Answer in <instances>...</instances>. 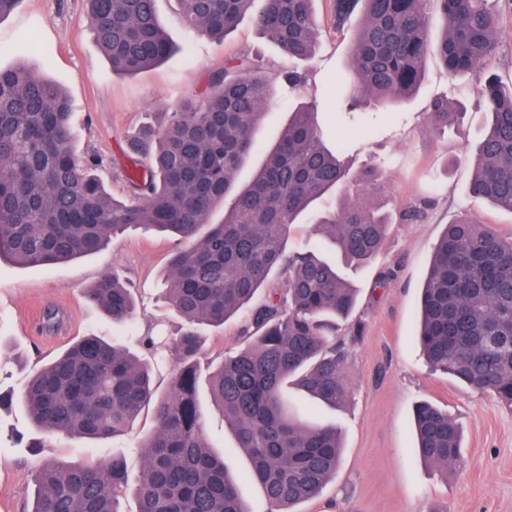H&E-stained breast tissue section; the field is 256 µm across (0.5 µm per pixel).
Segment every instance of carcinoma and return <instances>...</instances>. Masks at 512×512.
<instances>
[{
	"label": "carcinoma",
	"instance_id": "1",
	"mask_svg": "<svg viewBox=\"0 0 512 512\" xmlns=\"http://www.w3.org/2000/svg\"><path fill=\"white\" fill-rule=\"evenodd\" d=\"M188 29L222 41L254 0H179ZM258 33L288 57L316 51L315 0H262ZM100 51L116 73L134 75L159 65L174 45L156 0H86ZM444 31L431 41L432 12ZM512 0H330L328 23L343 29L361 18L351 44L350 77L330 104L337 117L361 104L388 110L418 91L424 62L436 51L451 74L479 72ZM272 84L244 56L229 57L208 74L204 91L173 112L158 113L159 129H144L116 199L96 176L102 159L79 158L67 94L41 70L22 63L0 68V260L47 266L97 254L132 227L172 235L179 247L168 261L165 298L184 321L180 335L135 341L159 359L177 363L168 391L158 392L151 364L128 347L86 336L26 377L25 403L41 437L66 433L93 441L122 435L141 412L154 428L138 445L142 470L130 483L123 454L105 465L36 464L29 512H122L130 495L136 512H249L224 457L206 439L199 401L212 404L247 456L249 478L262 490L265 512H295L336 474L341 443L336 428L311 425L283 398L292 386L329 407L349 399V344L355 321L339 338L338 322L356 308L359 290L346 269H358L382 250L392 224H419L430 208L421 199L386 208L378 168L350 175L345 147L319 126L317 108L288 106L279 137L261 147ZM489 115L471 160L468 191L512 214V80L495 73L477 90ZM461 113L435 101L427 131L440 135ZM265 160L253 179L237 175L257 150ZM332 193L331 213L317 210ZM313 218L316 239L288 249L293 224ZM329 244L341 261L320 256ZM116 324L135 319L137 304L117 274L86 290ZM250 308L240 350L201 366L206 327H221ZM415 318L431 370L512 407V234L466 213L435 243ZM417 452L443 477L462 459V432L447 411L427 402L413 410Z\"/></svg>",
	"mask_w": 512,
	"mask_h": 512
}]
</instances>
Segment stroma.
I'll list each match as a JSON object with an SVG mask.
<instances>
[{
    "mask_svg": "<svg viewBox=\"0 0 512 512\" xmlns=\"http://www.w3.org/2000/svg\"><path fill=\"white\" fill-rule=\"evenodd\" d=\"M157 13L176 51L148 71L127 76L113 72L88 28L83 0H21L0 21V67L28 61L37 40L42 71L71 101L75 148L82 156L105 160L98 175L115 196H123L118 163L127 141L169 112L184 98L199 94L210 71L240 54L255 60L260 72L275 77L288 67L280 49L243 20L224 40L186 28L176 0H156ZM354 26L322 27L315 56L302 63L307 78L296 91L274 87L260 138L272 140L284 125L288 106L300 101L335 99L349 69ZM472 73L448 74L428 56L418 93L397 110L378 114L369 134L350 129L348 155L354 169L373 159L384 163L391 205L420 198L432 206L419 224L392 225L381 254L351 277L360 290L355 312L364 326L351 347L349 401L340 408L303 402L305 421L333 425L342 432L343 454L336 475L320 496L298 512H512V407L478 394L430 370L417 338L414 319L420 288L434 243L459 211L472 213L501 232L512 233V214L498 211L468 192L471 157L486 124L471 88ZM447 98L466 109L462 130L435 138L425 131L430 102ZM173 240L140 228L128 230L106 250L49 266L25 267L0 261V512H25L35 485L29 439L38 437L23 403V385L34 365L47 362L85 336L129 344L134 336L169 338L182 321L161 296ZM118 272L137 288L139 315L131 329L111 320L87 300L83 288ZM60 317L51 332H29L30 319L45 309ZM429 401L448 410L464 434L463 458L449 479L426 467L410 428L412 410ZM207 440L225 451L250 512H265L260 488L247 477L248 463L232 449L233 437L209 396H202ZM153 428L143 412L125 436L90 442L66 434L54 437L46 457L63 462L103 465L126 453L130 476L140 473L133 449Z\"/></svg>",
    "mask_w": 512,
    "mask_h": 512,
    "instance_id": "obj_1",
    "label": "stroma"
}]
</instances>
